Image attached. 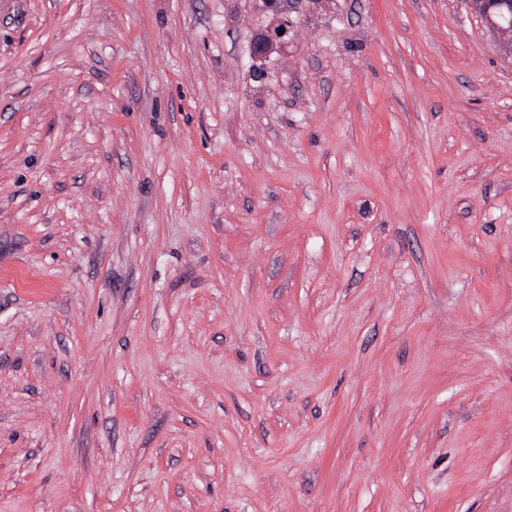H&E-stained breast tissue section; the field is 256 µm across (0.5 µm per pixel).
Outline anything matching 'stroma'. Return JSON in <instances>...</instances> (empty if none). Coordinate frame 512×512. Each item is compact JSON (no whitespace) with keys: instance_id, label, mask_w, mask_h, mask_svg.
<instances>
[{"instance_id":"1","label":"stroma","mask_w":512,"mask_h":512,"mask_svg":"<svg viewBox=\"0 0 512 512\" xmlns=\"http://www.w3.org/2000/svg\"><path fill=\"white\" fill-rule=\"evenodd\" d=\"M296 19L0 0V512H512V61ZM291 1L299 0H250L256 11L272 16L270 24L258 30L251 42L250 55L253 59L266 58L288 43L293 24L289 17L288 3ZM280 28L284 29L283 34L279 33Z\"/></svg>"}]
</instances>
